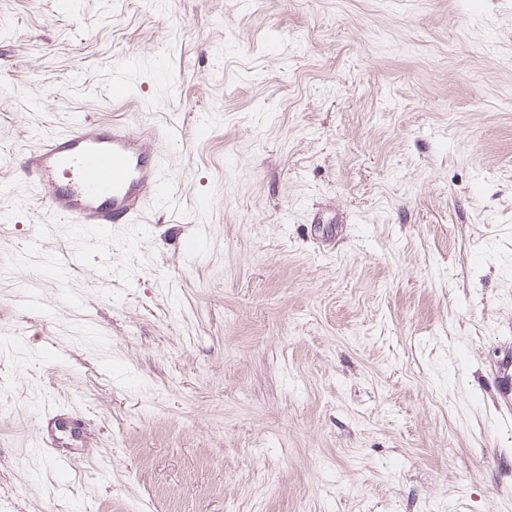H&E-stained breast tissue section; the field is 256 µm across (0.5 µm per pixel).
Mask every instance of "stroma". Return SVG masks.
I'll use <instances>...</instances> for the list:
<instances>
[{
	"label": "stroma",
	"instance_id": "obj_1",
	"mask_svg": "<svg viewBox=\"0 0 512 512\" xmlns=\"http://www.w3.org/2000/svg\"><path fill=\"white\" fill-rule=\"evenodd\" d=\"M135 112L88 244L22 155ZM507 388L512 0H0V512H512Z\"/></svg>",
	"mask_w": 512,
	"mask_h": 512
}]
</instances>
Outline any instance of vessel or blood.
Listing matches in <instances>:
<instances>
[{
  "label": "vessel or blood",
  "mask_w": 512,
  "mask_h": 512,
  "mask_svg": "<svg viewBox=\"0 0 512 512\" xmlns=\"http://www.w3.org/2000/svg\"><path fill=\"white\" fill-rule=\"evenodd\" d=\"M173 141L164 128L146 137L128 122L79 120L30 145L24 166L57 223L79 230L136 224L152 203L172 198L162 150Z\"/></svg>",
  "instance_id": "b4317fda"
}]
</instances>
